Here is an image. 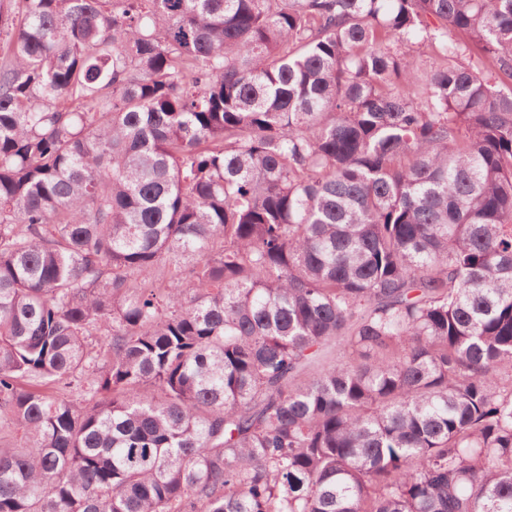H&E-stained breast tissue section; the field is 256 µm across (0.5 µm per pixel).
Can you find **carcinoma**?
<instances>
[{
	"mask_svg": "<svg viewBox=\"0 0 512 512\" xmlns=\"http://www.w3.org/2000/svg\"><path fill=\"white\" fill-rule=\"evenodd\" d=\"M0 512H512V0H0Z\"/></svg>",
	"mask_w": 512,
	"mask_h": 512,
	"instance_id": "carcinoma-1",
	"label": "carcinoma"
}]
</instances>
